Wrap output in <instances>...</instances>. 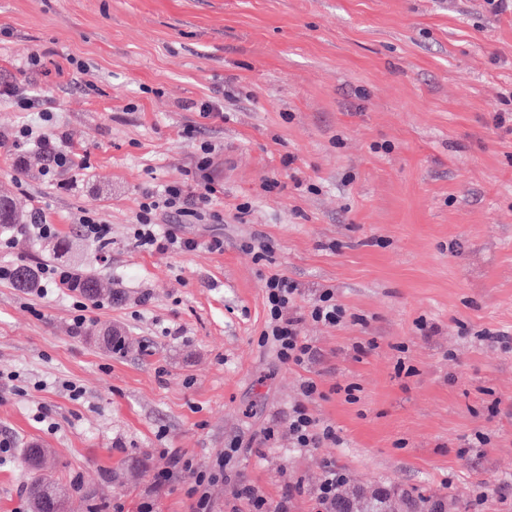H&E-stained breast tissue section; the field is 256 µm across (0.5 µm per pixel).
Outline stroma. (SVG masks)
Segmentation results:
<instances>
[{"label":"stroma","instance_id":"1","mask_svg":"<svg viewBox=\"0 0 512 512\" xmlns=\"http://www.w3.org/2000/svg\"><path fill=\"white\" fill-rule=\"evenodd\" d=\"M55 102L50 122L0 98V194L68 238L0 231V265L96 274L101 309L72 333L68 290L0 281V512H30L29 445L71 488L68 512H195L189 473L152 476L167 452L213 467L234 440L211 512H249L241 486L289 512L339 493L442 512H512V11L485 0H0V83ZM213 101L223 118L192 110ZM68 134L55 181L24 125ZM214 218L182 225L195 251L132 239L144 192L199 179ZM96 209L105 246L75 218ZM223 243L213 250V239ZM272 247L256 261V239ZM299 287L297 309L334 289L348 317L305 321L309 364L262 343L263 279ZM128 348L112 352L106 328ZM491 334L480 342L479 332ZM320 397L304 400L306 380ZM71 380L79 399L64 390ZM306 402L338 442L298 448ZM45 419H38V412ZM274 429L265 440L266 429ZM488 448L468 443L477 433ZM343 474L336 471L335 467H329L326 469L321 483L318 487V500L320 504L328 509L324 512H335L336 511V491L340 484L343 482ZM335 509V510H332Z\"/></svg>","mask_w":512,"mask_h":512}]
</instances>
